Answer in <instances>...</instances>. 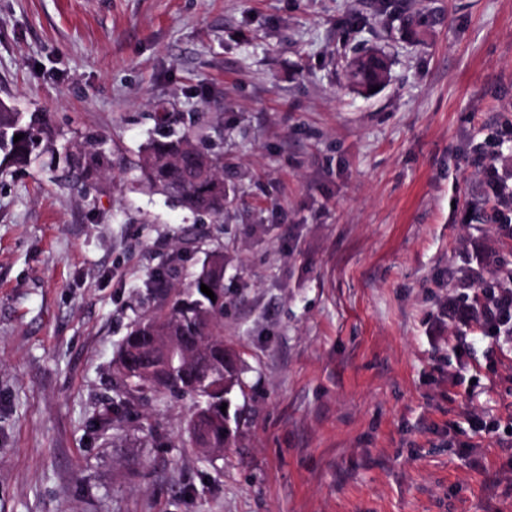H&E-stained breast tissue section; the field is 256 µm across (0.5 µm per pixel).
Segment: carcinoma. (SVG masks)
I'll return each mask as SVG.
<instances>
[{"mask_svg": "<svg viewBox=\"0 0 512 512\" xmlns=\"http://www.w3.org/2000/svg\"><path fill=\"white\" fill-rule=\"evenodd\" d=\"M389 62L378 52H365L350 63L352 81L364 90L384 84ZM200 126L182 135L161 134L148 140L124 169L130 189L146 187L166 196L195 216L219 222L224 217V161L200 149ZM23 135L19 141L14 136ZM58 133L41 112H19L0 102V166L23 168L46 154L55 155ZM65 163L92 178L112 166L110 153L89 140ZM207 285L215 298L201 292ZM145 288L154 301L131 325L119 348L116 370L122 378L123 402L147 395L176 394L191 403V425L198 412L209 411L202 435L210 448L231 447L239 418L224 425L220 406L241 384L244 365L224 342V255L214 249L199 268L152 276Z\"/></svg>", "mask_w": 512, "mask_h": 512, "instance_id": "cac0c4a2", "label": "carcinoma"}]
</instances>
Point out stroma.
I'll list each match as a JSON object with an SVG mask.
<instances>
[{
  "label": "stroma",
  "mask_w": 512,
  "mask_h": 512,
  "mask_svg": "<svg viewBox=\"0 0 512 512\" xmlns=\"http://www.w3.org/2000/svg\"><path fill=\"white\" fill-rule=\"evenodd\" d=\"M0 101L115 161L0 173V512H512V339L462 315L512 268L479 160L512 0H0ZM214 119L223 223L126 190L158 129ZM217 247L246 371L208 461L189 402L120 404L114 362L145 282ZM389 62L378 52H365L356 56L350 63L352 81L364 90L381 86L388 77ZM64 161L69 167L77 168L86 178H92L112 166L110 153L99 147L96 140L86 141L74 153H66Z\"/></svg>",
  "instance_id": "35a3bbf8"
}]
</instances>
